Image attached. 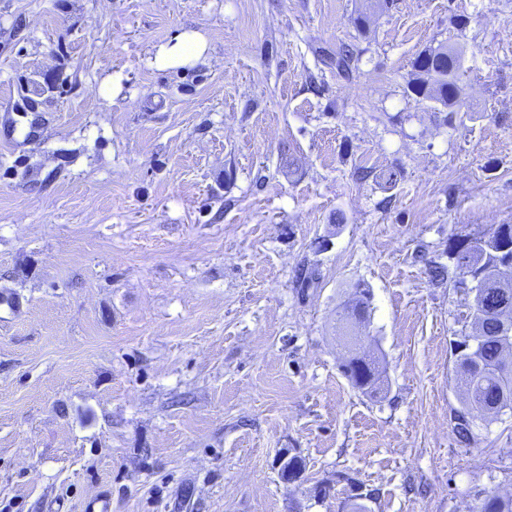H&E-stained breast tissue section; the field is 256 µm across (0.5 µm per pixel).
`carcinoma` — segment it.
I'll use <instances>...</instances> for the list:
<instances>
[{
	"label": "carcinoma",
	"instance_id": "obj_1",
	"mask_svg": "<svg viewBox=\"0 0 512 512\" xmlns=\"http://www.w3.org/2000/svg\"><path fill=\"white\" fill-rule=\"evenodd\" d=\"M462 60V52L454 47L438 45L424 49L414 62L413 77L408 82L410 91L420 100L438 102L448 108L457 105V73ZM509 256L512 257V224H497L485 239L475 238L467 243L449 241L448 265L430 266L429 276L437 286H454L459 277L468 276L484 283L492 300H505L512 308V284L501 288L491 271V266ZM369 316V290L359 287L338 312L337 335H345L346 329ZM510 334L512 325L503 326L498 313L490 308L485 311L480 332L473 336L470 346L454 353L455 367L465 369L467 377L463 378L466 391L460 398V408L456 409L452 431L466 445L472 436V422L466 420L469 406L499 403L501 408L512 411V358L503 355L505 350L512 351V340L504 341ZM342 369L349 382L362 393L374 395L380 390L381 371L374 356L349 345ZM473 512H512V498L486 494Z\"/></svg>",
	"mask_w": 512,
	"mask_h": 512
}]
</instances>
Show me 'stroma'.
<instances>
[{
	"instance_id": "obj_1",
	"label": "stroma",
	"mask_w": 512,
	"mask_h": 512,
	"mask_svg": "<svg viewBox=\"0 0 512 512\" xmlns=\"http://www.w3.org/2000/svg\"><path fill=\"white\" fill-rule=\"evenodd\" d=\"M365 10L0 0V512L104 491L112 512L512 494V415L467 446L452 432L465 295L428 274L454 236L512 224V0H389L362 27ZM186 30L206 52L159 68ZM441 43L463 51L451 110L407 89ZM359 283L374 398L336 335ZM374 356L360 353L354 346H347L346 358L342 364L343 373L349 382L366 395L377 394L381 388L382 376Z\"/></svg>"
}]
</instances>
